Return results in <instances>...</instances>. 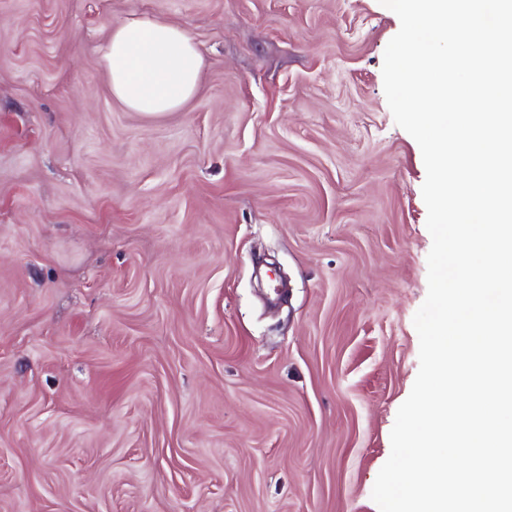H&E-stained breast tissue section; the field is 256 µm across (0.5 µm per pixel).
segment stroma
Instances as JSON below:
<instances>
[{"mask_svg":"<svg viewBox=\"0 0 512 512\" xmlns=\"http://www.w3.org/2000/svg\"><path fill=\"white\" fill-rule=\"evenodd\" d=\"M142 14L203 54L177 111L110 92ZM399 29L379 0H0V512H379L432 246Z\"/></svg>","mask_w":512,"mask_h":512,"instance_id":"35a3bbf8","label":"stroma"}]
</instances>
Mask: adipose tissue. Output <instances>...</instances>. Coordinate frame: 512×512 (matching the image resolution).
I'll return each instance as SVG.
<instances>
[{
	"label": "adipose tissue",
	"mask_w": 512,
	"mask_h": 512,
	"mask_svg": "<svg viewBox=\"0 0 512 512\" xmlns=\"http://www.w3.org/2000/svg\"><path fill=\"white\" fill-rule=\"evenodd\" d=\"M101 58L113 96L149 115L180 108L198 90L203 57L189 34L156 16L113 25Z\"/></svg>",
	"instance_id": "obj_1"
}]
</instances>
